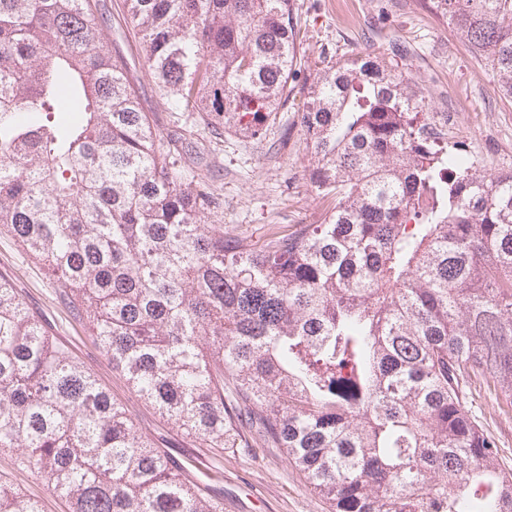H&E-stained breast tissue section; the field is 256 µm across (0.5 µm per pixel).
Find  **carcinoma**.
I'll use <instances>...</instances> for the list:
<instances>
[{
    "label": "carcinoma",
    "mask_w": 512,
    "mask_h": 512,
    "mask_svg": "<svg viewBox=\"0 0 512 512\" xmlns=\"http://www.w3.org/2000/svg\"><path fill=\"white\" fill-rule=\"evenodd\" d=\"M175 112L262 138L295 98L292 0H126ZM512 97V0H423ZM299 124L320 222L260 246L141 110L95 0H0V226L132 393L208 448L280 449L329 512H512L472 417L512 414V172L492 174L371 52L316 70ZM71 512H224L0 277V452ZM0 512H41L0 484Z\"/></svg>",
    "instance_id": "obj_1"
}]
</instances>
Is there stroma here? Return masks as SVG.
<instances>
[{"label":"stroma","instance_id":"35a3bbf8","mask_svg":"<svg viewBox=\"0 0 512 512\" xmlns=\"http://www.w3.org/2000/svg\"><path fill=\"white\" fill-rule=\"evenodd\" d=\"M293 4L297 24L308 36L297 65L300 78L320 68L321 54L339 60L371 51L424 88L433 119L447 130L449 144L460 145L488 172H512V98L500 91L498 76L485 58L418 0ZM97 9L104 20L103 36L125 63L128 81L154 129L170 139L171 150L183 161H190L191 147L203 149L209 162L206 177L221 200L208 223L260 245L271 231L320 220L326 203L306 177L312 154L296 112L273 113L265 137L255 139L235 128L207 123L199 113L172 111L170 97L151 78L126 21L125 0H97ZM0 275L11 280L80 365L126 408L138 432L180 466L185 481L204 498L223 492L224 512H328L280 450L208 448L142 404L95 345L89 324L77 321L61 302L58 284L46 268L5 231L0 232ZM465 396L477 422L498 441L494 466L512 469V419L479 384H467ZM0 477L37 500L41 512H67L65 499L47 489L15 453L0 452Z\"/></svg>","mask_w":512,"mask_h":512}]
</instances>
